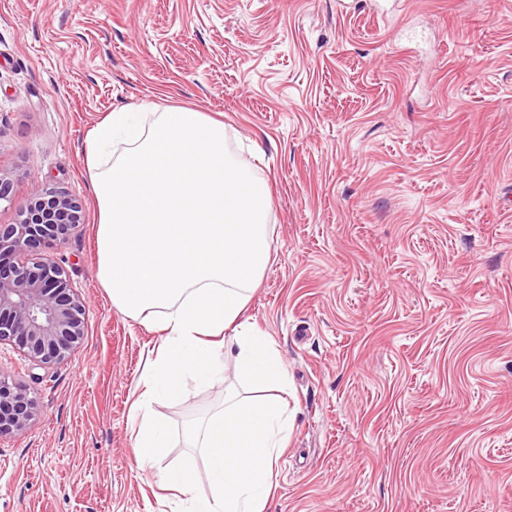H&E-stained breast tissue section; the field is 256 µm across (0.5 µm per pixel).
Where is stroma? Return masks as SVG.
Segmentation results:
<instances>
[{
    "mask_svg": "<svg viewBox=\"0 0 512 512\" xmlns=\"http://www.w3.org/2000/svg\"><path fill=\"white\" fill-rule=\"evenodd\" d=\"M0 0V169L13 204L63 189L52 250L85 336L35 367L0 436V512H171L129 426L155 333L97 274L89 131L153 104L222 113L268 182L272 260L243 317L288 367L291 419L264 512H512V0ZM233 369L172 402L166 464ZM37 412L36 394L29 388L9 383L0 369V436L4 432L25 435L32 427Z\"/></svg>",
    "mask_w": 512,
    "mask_h": 512,
    "instance_id": "stroma-1",
    "label": "stroma"
}]
</instances>
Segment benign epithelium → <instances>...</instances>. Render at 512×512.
Here are the masks:
<instances>
[{
    "instance_id": "1",
    "label": "benign epithelium",
    "mask_w": 512,
    "mask_h": 512,
    "mask_svg": "<svg viewBox=\"0 0 512 512\" xmlns=\"http://www.w3.org/2000/svg\"><path fill=\"white\" fill-rule=\"evenodd\" d=\"M80 212L71 195L43 186L19 206L18 223L0 225V343L13 344L42 368L64 361L84 335V300L68 271L42 256L77 227ZM36 412V394L0 370V434H26Z\"/></svg>"
}]
</instances>
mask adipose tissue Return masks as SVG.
I'll return each mask as SVG.
<instances>
[{"mask_svg": "<svg viewBox=\"0 0 512 512\" xmlns=\"http://www.w3.org/2000/svg\"><path fill=\"white\" fill-rule=\"evenodd\" d=\"M87 142L99 284L159 335L132 392L138 464L158 467L176 512H263L288 444V411L276 400L228 388L223 409L188 429L200 460L159 462L163 406L212 385L226 359L253 389L288 381L272 342L240 320L271 261L268 185L231 151L223 122L192 109L115 111Z\"/></svg>", "mask_w": 512, "mask_h": 512, "instance_id": "adipose-tissue-1", "label": "adipose tissue"}]
</instances>
